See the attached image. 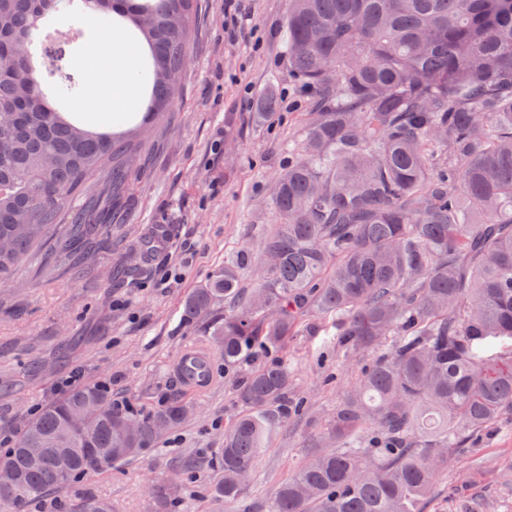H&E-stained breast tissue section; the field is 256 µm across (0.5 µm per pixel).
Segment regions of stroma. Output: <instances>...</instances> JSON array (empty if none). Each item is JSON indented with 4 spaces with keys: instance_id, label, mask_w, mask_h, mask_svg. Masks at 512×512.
<instances>
[{
    "instance_id": "stroma-1",
    "label": "stroma",
    "mask_w": 512,
    "mask_h": 512,
    "mask_svg": "<svg viewBox=\"0 0 512 512\" xmlns=\"http://www.w3.org/2000/svg\"><path fill=\"white\" fill-rule=\"evenodd\" d=\"M197 5L182 90L142 138L124 196L112 200L93 184L71 201L73 210L93 209L108 244H85L80 270L49 245L0 285V443L10 444L27 418L79 381L109 387L138 414L173 397L191 407L156 449L89 474L66 493L109 499L115 512H153L150 487L177 477L188 455L201 466L187 480L181 512H265L373 359L342 344L335 319L304 322L285 354L303 414L283 423L236 503L207 495L224 427L242 411L235 389L244 374H225L217 358L209 387L183 386L172 364L184 348L207 345L213 323L184 322L182 302L226 256L246 247L260 257L274 180L289 145L304 137L299 115L310 93L288 68V0ZM165 224L177 232L159 260L148 242ZM425 512H512V421L451 457Z\"/></svg>"
}]
</instances>
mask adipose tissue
Returning a JSON list of instances; mask_svg holds the SVG:
<instances>
[{"label": "adipose tissue", "instance_id": "1", "mask_svg": "<svg viewBox=\"0 0 512 512\" xmlns=\"http://www.w3.org/2000/svg\"><path fill=\"white\" fill-rule=\"evenodd\" d=\"M80 64L90 77L82 101L89 119L121 121L145 79L141 47L123 28L95 29Z\"/></svg>", "mask_w": 512, "mask_h": 512}]
</instances>
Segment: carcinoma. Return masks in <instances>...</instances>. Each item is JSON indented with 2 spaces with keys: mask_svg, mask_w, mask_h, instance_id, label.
<instances>
[{
  "mask_svg": "<svg viewBox=\"0 0 512 512\" xmlns=\"http://www.w3.org/2000/svg\"><path fill=\"white\" fill-rule=\"evenodd\" d=\"M62 2L0 0V283L52 235L103 230L82 213L66 221L69 203L100 175L125 188L123 137L170 112L189 56L195 0H85L106 28L124 4L152 66L145 115H125L126 131L92 127L63 58L45 50L34 70L17 52ZM286 26L288 65L313 101L270 200L264 260L224 259L182 317L224 306L211 340L227 371L257 347L286 348L313 313L361 349L401 337L345 390L267 512H423L449 452L512 417V0H289ZM289 383L277 359L238 385L211 498L237 501L275 430L303 412ZM187 414L180 398L136 415L106 387L72 385L0 449L18 476L0 512L138 458ZM184 491L153 487L157 512H177ZM58 512L113 510L86 496Z\"/></svg>",
  "mask_w": 512,
  "mask_h": 512,
  "instance_id": "1",
  "label": "carcinoma"
}]
</instances>
